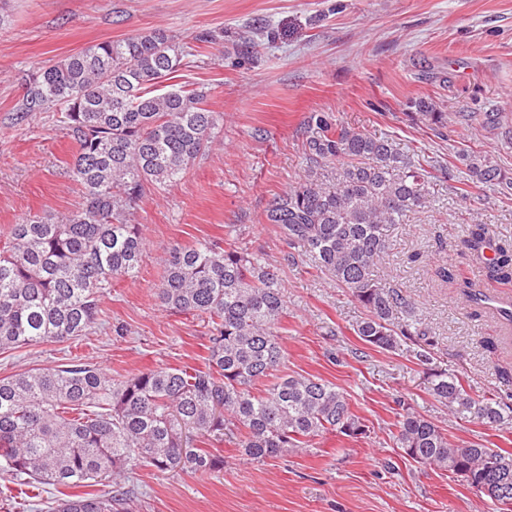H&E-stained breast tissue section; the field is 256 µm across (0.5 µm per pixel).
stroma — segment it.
I'll use <instances>...</instances> for the list:
<instances>
[{
	"mask_svg": "<svg viewBox=\"0 0 512 512\" xmlns=\"http://www.w3.org/2000/svg\"><path fill=\"white\" fill-rule=\"evenodd\" d=\"M267 32L241 49L247 27ZM162 29L191 47L178 82L205 88L224 126L179 183L147 192L136 209L146 252L133 279L114 283L103 315L87 335L0 353V377L72 358L122 379L159 367H204L208 327L166 311L156 288L169 248L199 241L264 253L278 269L286 301L279 342L288 374L315 375L344 391L367 437L316 438L262 462L224 443L221 471L161 473L137 468L119 482L137 512H497L450 472L403 457L390 434L401 407L434 419L453 438L512 451V428L457 419L427 391L414 343L395 352L365 345L354 332L366 316L300 249L288 247L265 213L307 167L302 142L310 118L329 112L343 125L392 139L444 166L429 203L389 232L379 282L416 303L432 343L434 368L460 377L472 396L512 404L497 376L512 365V327L473 318L466 281L500 297L512 287L487 279L467 254L470 224L492 240L512 239V200L496 187L468 184L460 150L491 154L512 172V144L479 122L437 138L407 115L412 100L448 113L497 105L512 125V0H0V241L29 214L61 217L82 200L68 172L76 146L57 112L21 117L22 77L48 60L89 45ZM206 30L223 43L199 42ZM448 84H440L439 75ZM452 270L444 281L439 268ZM493 338L496 352L481 343Z\"/></svg>",
	"mask_w": 512,
	"mask_h": 512,
	"instance_id": "stroma-1",
	"label": "stroma"
}]
</instances>
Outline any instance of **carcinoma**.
Returning <instances> with one entry per match:
<instances>
[{"label": "carcinoma", "mask_w": 512, "mask_h": 512, "mask_svg": "<svg viewBox=\"0 0 512 512\" xmlns=\"http://www.w3.org/2000/svg\"><path fill=\"white\" fill-rule=\"evenodd\" d=\"M191 55L158 29L90 45L27 73L18 112L58 109L77 145L70 172L83 203L63 217L33 214L13 225L0 248V351L83 336L101 320L114 281L139 273L145 240L131 222L152 189L182 180L224 126L200 87L170 83ZM410 118L440 138L448 125L479 118L492 130L503 113L457 112L426 99ZM304 143L307 176L267 210L290 246L367 310L354 331L368 346L395 351L421 335L414 303L374 278L388 254V228L426 207L431 172L385 137L311 117ZM471 182L512 196V173L492 155L459 153ZM466 248L485 250L489 276L512 283V241L494 243L485 224L469 228ZM157 288L168 310L209 326L205 368H158L116 380L82 360L0 377V469L27 484L76 487L116 479L137 467L212 473L224 458L211 449L236 439L253 460L306 448L323 434L358 439L368 426L336 385L314 375L280 373L278 325L285 300L277 267L217 243L173 246ZM428 391L453 416L491 427L512 424V405L494 394L472 397L454 374L428 368ZM266 384L259 389L258 385ZM394 439L406 457L483 479L492 501L512 500V452L465 442L406 408ZM54 512H136L127 491L68 496Z\"/></svg>", "instance_id": "obj_1"}]
</instances>
